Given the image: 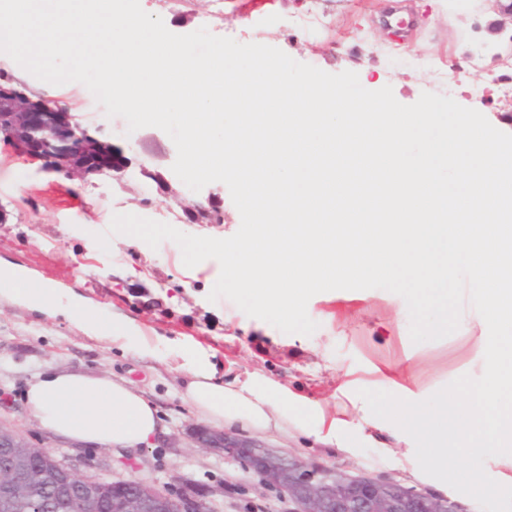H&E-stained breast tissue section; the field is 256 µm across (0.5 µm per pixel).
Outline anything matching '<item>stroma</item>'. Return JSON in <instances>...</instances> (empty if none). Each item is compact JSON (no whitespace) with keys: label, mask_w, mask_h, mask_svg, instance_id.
Listing matches in <instances>:
<instances>
[{"label":"stroma","mask_w":512,"mask_h":512,"mask_svg":"<svg viewBox=\"0 0 512 512\" xmlns=\"http://www.w3.org/2000/svg\"><path fill=\"white\" fill-rule=\"evenodd\" d=\"M178 33L207 28L241 43L279 48L294 60L337 74L353 71L368 90L391 86L410 105L422 93L451 96L512 134V102L489 83L512 87V31L498 30L500 8L512 0H148ZM11 79L36 98L49 96L77 116L88 134L112 142L126 159L122 174L73 180L25 160L0 142V259L51 280L90 300L107 314L142 326L154 353L118 347L90 336L71 319L36 313L0 301V423L47 447L82 474L138 478L175 485L191 495L214 491L212 512H291L277 490L222 452L194 447L203 421L185 401L179 339L189 336L209 351L219 376L245 382L259 373L319 404L327 416L346 420V446L325 443L297 427L228 430L280 453L337 467L350 474L392 478L482 512L470 496L424 474L406 443L358 433L353 406L359 390H383L422 401L462 375L484 372L486 343L479 327L462 325L451 335L412 343L405 300L384 289L335 290L313 296L308 336L286 334L247 316L231 300L208 296L216 265L206 260L185 276L170 241L151 248L141 239L111 234L114 215L139 216L196 230L214 238L234 235L241 224L226 185L189 189L173 172L177 151L161 129L128 131L108 117L94 95L72 82L45 91L39 81L0 53V80ZM204 205L208 220L193 223L188 211ZM108 235L109 250L95 246ZM76 266L68 280L60 266ZM109 373L131 381L151 401L161 431L152 444L125 451L71 442L29 419L25 392L37 375L54 369Z\"/></svg>","instance_id":"obj_1"}]
</instances>
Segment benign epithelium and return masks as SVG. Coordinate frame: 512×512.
Masks as SVG:
<instances>
[{
    "instance_id": "obj_1",
    "label": "benign epithelium",
    "mask_w": 512,
    "mask_h": 512,
    "mask_svg": "<svg viewBox=\"0 0 512 512\" xmlns=\"http://www.w3.org/2000/svg\"><path fill=\"white\" fill-rule=\"evenodd\" d=\"M0 140L74 176L124 171L119 151L89 136L57 101L35 100L0 83ZM198 448L220 451L288 496L292 512H468L457 501L390 480L351 475L289 458L252 440L200 428ZM210 512L200 497L160 490L132 478L80 475L66 461L0 424V512Z\"/></svg>"
}]
</instances>
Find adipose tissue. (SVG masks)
Segmentation results:
<instances>
[{
    "instance_id": "obj_1",
    "label": "adipose tissue",
    "mask_w": 512,
    "mask_h": 512,
    "mask_svg": "<svg viewBox=\"0 0 512 512\" xmlns=\"http://www.w3.org/2000/svg\"><path fill=\"white\" fill-rule=\"evenodd\" d=\"M33 312L53 310L82 322L97 338L122 346L136 344L152 352V339L136 324L108 318L101 310L25 269L0 262V299ZM186 375L184 398L201 417L216 426L242 423L258 430L295 423L302 429L343 439L338 419L327 418L320 405L270 380L235 385L218 377L207 350L192 339L181 342ZM31 419L61 437L88 445L132 449L150 444L160 429L155 406L125 380L109 374L53 370L38 375L26 391Z\"/></svg>"
}]
</instances>
